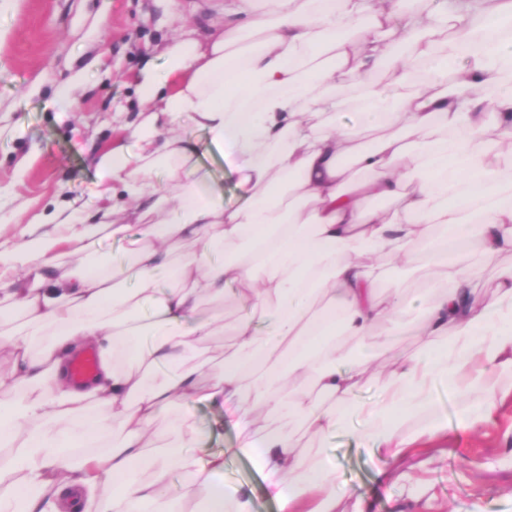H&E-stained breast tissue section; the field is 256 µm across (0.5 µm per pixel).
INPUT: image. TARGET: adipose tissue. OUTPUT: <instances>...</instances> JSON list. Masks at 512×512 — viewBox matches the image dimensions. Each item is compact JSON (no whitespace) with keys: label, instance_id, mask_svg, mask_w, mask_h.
I'll return each mask as SVG.
<instances>
[{"label":"adipose tissue","instance_id":"1","mask_svg":"<svg viewBox=\"0 0 512 512\" xmlns=\"http://www.w3.org/2000/svg\"><path fill=\"white\" fill-rule=\"evenodd\" d=\"M220 11L206 33L173 39L164 75L143 71L138 152L100 157L108 188L92 220L74 221L68 201L39 215L34 239L0 241V348L13 358L0 374V512H169L175 474L181 512H252L223 480L238 456L280 512H336V469L282 419L320 437L359 416L376 452L398 460L439 430L402 428L432 410L436 386L472 400L473 430L512 376V265L480 295L483 269L512 256V0H224ZM380 69L385 90L366 80ZM347 83L361 100L355 128L336 122ZM184 121L221 150L237 203L206 192L212 174ZM161 169L167 194L154 188ZM130 219L141 230L127 260L71 269ZM385 257L435 270L438 285L381 294ZM230 295L243 311L218 364L200 349L223 330ZM413 310L427 342L396 354ZM142 315L145 344L131 337ZM87 349L98 369L78 384L70 363ZM159 367L168 378L147 386ZM367 378L371 403L356 396ZM178 400L223 410L235 445L199 447L193 416L164 418ZM172 438L182 453L162 451Z\"/></svg>","mask_w":512,"mask_h":512}]
</instances>
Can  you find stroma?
<instances>
[{"label": "stroma", "mask_w": 512, "mask_h": 512, "mask_svg": "<svg viewBox=\"0 0 512 512\" xmlns=\"http://www.w3.org/2000/svg\"><path fill=\"white\" fill-rule=\"evenodd\" d=\"M207 0H12L0 9V235L37 236L33 219L58 200L89 219L103 186L97 160L114 142L136 152L128 124L139 121L140 74L166 69L165 49L185 26H205ZM73 86L71 103L55 95ZM225 204L236 176L204 132L194 134ZM441 430L407 458L382 459L352 418L326 438L301 437L337 467L347 494L338 512H512V393L476 431L464 430L467 404L435 390ZM224 480L242 488L254 512H278L250 460L227 459Z\"/></svg>", "instance_id": "35a3bbf8"}]
</instances>
